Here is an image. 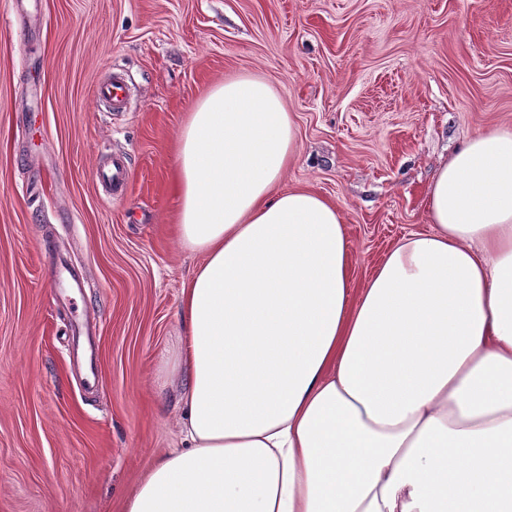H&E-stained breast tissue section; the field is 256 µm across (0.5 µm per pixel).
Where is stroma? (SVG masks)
<instances>
[{"mask_svg": "<svg viewBox=\"0 0 512 512\" xmlns=\"http://www.w3.org/2000/svg\"><path fill=\"white\" fill-rule=\"evenodd\" d=\"M122 69L109 112L96 83ZM295 116L280 189L339 208L352 288L403 236L462 142L512 128V0H0V512H123L182 445L178 135L224 80ZM128 187L106 199L104 150ZM100 383L85 390L74 317ZM102 80L95 89V97L109 109L126 108L130 100V89L125 76L118 70Z\"/></svg>", "mask_w": 512, "mask_h": 512, "instance_id": "1", "label": "stroma"}]
</instances>
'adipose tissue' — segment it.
Masks as SVG:
<instances>
[{"instance_id":"1","label":"adipose tissue","mask_w":512,"mask_h":512,"mask_svg":"<svg viewBox=\"0 0 512 512\" xmlns=\"http://www.w3.org/2000/svg\"><path fill=\"white\" fill-rule=\"evenodd\" d=\"M178 141L187 445L123 512H512V129L439 168L430 231L356 291L338 207L278 187L270 82L215 87Z\"/></svg>"}]
</instances>
